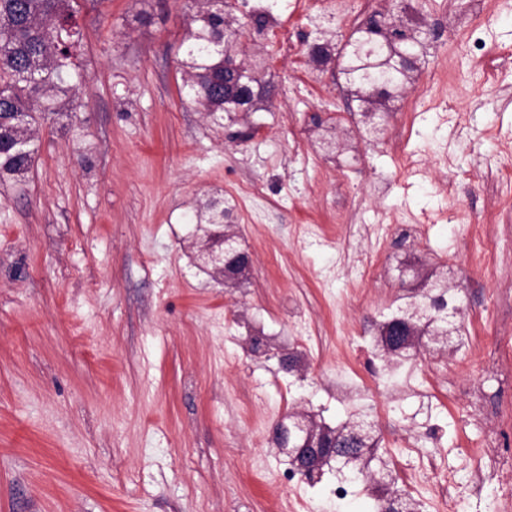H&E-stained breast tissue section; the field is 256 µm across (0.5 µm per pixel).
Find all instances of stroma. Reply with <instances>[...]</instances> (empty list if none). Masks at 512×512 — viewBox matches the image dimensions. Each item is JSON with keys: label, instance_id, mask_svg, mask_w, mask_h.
Listing matches in <instances>:
<instances>
[{"label": "stroma", "instance_id": "1", "mask_svg": "<svg viewBox=\"0 0 512 512\" xmlns=\"http://www.w3.org/2000/svg\"><path fill=\"white\" fill-rule=\"evenodd\" d=\"M228 0L240 48L266 58L276 95L238 139L184 99L188 0H81L75 50L85 79L38 121L22 182L0 185V512H364L327 499L274 447L290 410L335 426L362 414L394 478L424 499L495 512L512 486L472 455L488 427L466 389L512 413V374L473 355L481 337L512 347V11L497 0H351L337 16L297 2ZM268 6L281 31L256 33ZM392 7L435 24L412 84L371 137L341 74L310 45L345 42ZM336 117L350 148L320 146ZM407 133L421 171L394 150ZM262 197L258 220L248 199ZM223 196L253 266L237 288L197 267L187 215ZM373 224L398 226L370 241ZM495 270L478 262L488 242ZM447 271L461 334L422 338L394 394L376 371L338 387L351 360L339 337L417 288L399 268ZM304 353L301 371L252 353L248 334ZM437 441L424 439L430 424Z\"/></svg>", "mask_w": 512, "mask_h": 512}]
</instances>
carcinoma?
Instances as JSON below:
<instances>
[{"mask_svg": "<svg viewBox=\"0 0 512 512\" xmlns=\"http://www.w3.org/2000/svg\"><path fill=\"white\" fill-rule=\"evenodd\" d=\"M76 7L77 0H0V183L21 180L32 165L39 140L36 114L56 111L60 95L68 94L83 80L72 52L81 37L73 22ZM225 7L226 0H195L181 60L183 87L189 101L214 123L225 121L249 130L255 125L253 115L262 107L237 112L233 101L248 74L262 72L264 60L262 55H254L245 62L241 75L224 69L225 53L238 51V46L224 43ZM430 46L410 28L394 49L421 58ZM334 58L347 85L376 96L374 103L378 105L399 97L412 79L398 55L390 53L381 30L371 26H358ZM191 220L204 225L222 224L231 233L238 231L237 225L228 221L222 202L206 203L204 213L193 211ZM422 287L425 291L408 296L380 323L379 346L390 361L417 352L413 343L399 353L390 352L387 340L398 327L419 337L431 336L436 344L458 332L456 323L448 322L446 316L447 295L455 290L448 276L439 273L432 280L426 278ZM323 429L336 435L338 453L352 457L349 479L363 486L371 512H382L388 500L401 497L391 484L372 476L375 470L386 469L388 462L375 453L376 444L362 423L349 420L340 431L331 426L317 427Z\"/></svg>", "mask_w": 512, "mask_h": 512, "instance_id": "obj_1", "label": "carcinoma"}]
</instances>
